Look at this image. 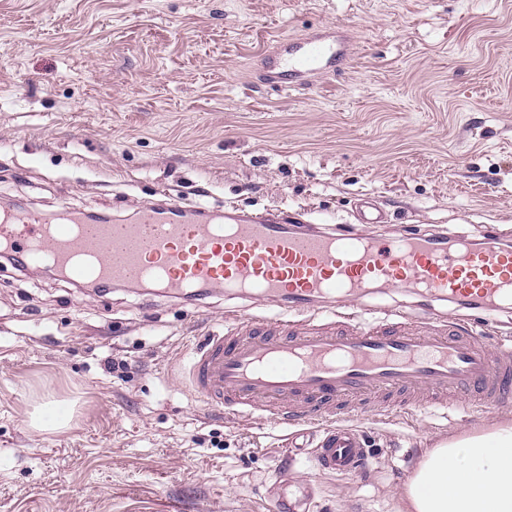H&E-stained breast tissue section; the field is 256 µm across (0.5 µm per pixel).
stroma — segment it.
Returning a JSON list of instances; mask_svg holds the SVG:
<instances>
[{"label": "stroma", "mask_w": 512, "mask_h": 512, "mask_svg": "<svg viewBox=\"0 0 512 512\" xmlns=\"http://www.w3.org/2000/svg\"><path fill=\"white\" fill-rule=\"evenodd\" d=\"M351 59L305 86L264 77L320 29ZM226 205L478 236L512 231V0H0V202L124 218L159 190ZM224 297L78 285L0 256V512H397L420 449L512 419L414 410L358 419L366 466L313 467L268 418L179 385ZM125 360L115 371L106 359ZM61 408L70 426L34 427Z\"/></svg>", "instance_id": "obj_1"}]
</instances>
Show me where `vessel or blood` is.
I'll use <instances>...</instances> for the list:
<instances>
[{"mask_svg":"<svg viewBox=\"0 0 512 512\" xmlns=\"http://www.w3.org/2000/svg\"><path fill=\"white\" fill-rule=\"evenodd\" d=\"M349 54L346 40L301 37L282 66L304 79ZM0 250L70 281L223 293L224 324L191 348L179 383L211 409L319 425L314 461L330 473L367 461L361 430L336 421L339 403L419 394L427 408L512 406V340L486 317L512 306V248L495 227L477 244L415 226L380 237L235 206L215 224L206 206L163 192L126 219L2 211ZM377 284L420 297L418 312L366 308Z\"/></svg>","mask_w":512,"mask_h":512,"instance_id":"vessel-or-blood-1","label":"vessel or blood"}]
</instances>
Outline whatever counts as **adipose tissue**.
<instances>
[{
    "instance_id": "adipose-tissue-1",
    "label": "adipose tissue",
    "mask_w": 512,
    "mask_h": 512,
    "mask_svg": "<svg viewBox=\"0 0 512 512\" xmlns=\"http://www.w3.org/2000/svg\"><path fill=\"white\" fill-rule=\"evenodd\" d=\"M401 500L404 512H512V421L424 449Z\"/></svg>"
}]
</instances>
